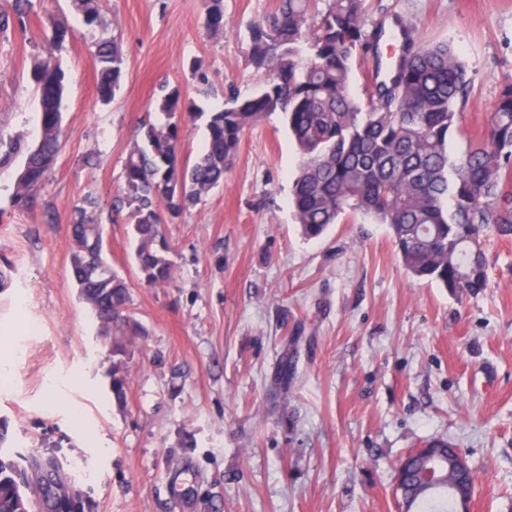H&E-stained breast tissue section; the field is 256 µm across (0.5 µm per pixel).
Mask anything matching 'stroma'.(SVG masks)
Wrapping results in <instances>:
<instances>
[{
	"instance_id": "35a3bbf8",
	"label": "stroma",
	"mask_w": 512,
	"mask_h": 512,
	"mask_svg": "<svg viewBox=\"0 0 512 512\" xmlns=\"http://www.w3.org/2000/svg\"><path fill=\"white\" fill-rule=\"evenodd\" d=\"M124 55L111 103L96 94L95 31L70 0H34L26 36L0 34V126L38 139L34 55L69 75L64 137L40 204L12 202L0 170V418L16 448L80 466L97 512H398L399 460L423 441L457 444L474 512H512V239L491 238V286L457 299L404 269L386 225L351 216L305 239L289 205L301 156L280 115L247 130L223 185L163 232L174 279L143 284L129 224L106 227L108 258L145 330L131 343L124 403L109 388L111 340L70 274L69 225L86 193L109 207L161 83L196 98L191 59L214 93L251 94L250 26L277 0H224L223 36L205 0H103ZM400 16L415 46L446 41L471 90L449 144L481 137L512 78V0H368ZM72 31L62 49L49 21ZM95 155L96 165L85 163Z\"/></svg>"
}]
</instances>
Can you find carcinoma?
Listing matches in <instances>:
<instances>
[{
  "label": "carcinoma",
  "mask_w": 512,
  "mask_h": 512,
  "mask_svg": "<svg viewBox=\"0 0 512 512\" xmlns=\"http://www.w3.org/2000/svg\"><path fill=\"white\" fill-rule=\"evenodd\" d=\"M94 43L97 91L112 100L123 73L118 38L108 32L101 0H72ZM31 0H12L0 11V33L27 31ZM402 53L384 61L375 55L376 82L363 107L348 93L352 64L377 49L384 24L367 30L365 0H278L276 10L249 27L247 59L262 75L248 96H232L204 113L179 88L160 86L154 121L143 124L124 166V187L109 210L87 193L74 209L69 232L70 270L80 297L112 337L110 387L119 401L127 385V358L141 326L128 314L127 282L104 251V224L127 210L140 278L149 286L173 277L171 247L161 225L176 219L224 181L245 131L280 113L302 157L294 179L295 223L312 239L347 214L385 224L404 267L455 298L489 288L485 239L512 236V78L505 80L482 140L463 153H448V139L470 94L468 64L451 44L415 49L407 28L395 20ZM206 30L224 33V0H206ZM199 94L207 96L209 74L199 60L189 66ZM29 75L39 95V140L24 146L0 128V167L25 153V176L14 184L13 202L32 209L55 161L63 132L66 75L51 56L35 55ZM207 116V142L193 164L182 162V126ZM0 421V512H23L24 503L46 496L50 512H83L61 490L55 475L65 468L43 461L32 448H4ZM411 512H457L448 488L424 491Z\"/></svg>",
  "instance_id": "cac0c4a2"
}]
</instances>
